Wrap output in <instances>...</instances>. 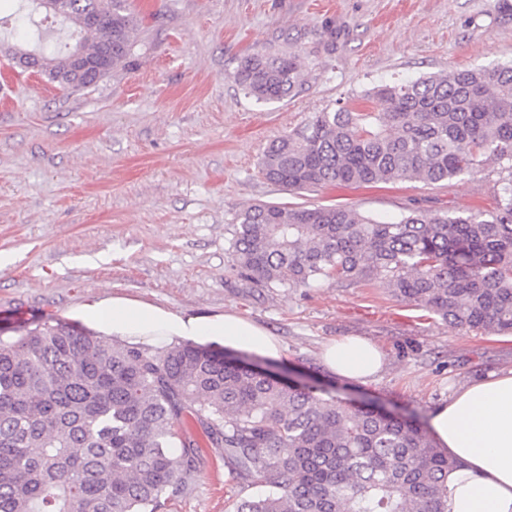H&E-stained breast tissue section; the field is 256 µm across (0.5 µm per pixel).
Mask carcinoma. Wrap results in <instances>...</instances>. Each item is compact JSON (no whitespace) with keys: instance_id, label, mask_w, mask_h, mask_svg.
<instances>
[{"instance_id":"carcinoma-1","label":"carcinoma","mask_w":512,"mask_h":512,"mask_svg":"<svg viewBox=\"0 0 512 512\" xmlns=\"http://www.w3.org/2000/svg\"><path fill=\"white\" fill-rule=\"evenodd\" d=\"M61 50L21 0L36 73L55 83L69 50L107 45L124 65L140 27L127 0H58ZM102 17L86 28L87 12ZM304 62L245 57L236 83L258 102L295 96ZM375 98L379 112L366 111ZM500 169L496 207L382 222L350 207L265 202L240 210L230 248L245 285L367 281L456 327L512 333V65L378 84L272 141L259 166L288 191L337 182H448ZM189 412L236 478L263 491L234 512H444L459 462L413 416L350 407L191 342L152 350L58 323L0 336V512H162L200 470Z\"/></svg>"}]
</instances>
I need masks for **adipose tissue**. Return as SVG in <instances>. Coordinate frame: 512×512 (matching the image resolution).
Returning a JSON list of instances; mask_svg holds the SVG:
<instances>
[{"mask_svg":"<svg viewBox=\"0 0 512 512\" xmlns=\"http://www.w3.org/2000/svg\"><path fill=\"white\" fill-rule=\"evenodd\" d=\"M83 317L135 344L190 341L271 359L282 351L264 327L231 311L186 316L117 297L87 305ZM321 358L333 374L359 382L384 366L381 349L359 337L329 342ZM430 431L437 444L460 462L448 478L446 512H512V370L454 391L447 403L434 409Z\"/></svg>","mask_w":512,"mask_h":512,"instance_id":"1","label":"adipose tissue"}]
</instances>
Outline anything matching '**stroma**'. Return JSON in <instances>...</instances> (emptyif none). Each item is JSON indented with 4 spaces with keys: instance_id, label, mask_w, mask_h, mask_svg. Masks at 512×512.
Returning a JSON list of instances; mask_svg holds the SVG:
<instances>
[{
    "instance_id": "obj_1",
    "label": "stroma",
    "mask_w": 512,
    "mask_h": 512,
    "mask_svg": "<svg viewBox=\"0 0 512 512\" xmlns=\"http://www.w3.org/2000/svg\"><path fill=\"white\" fill-rule=\"evenodd\" d=\"M142 22L130 59L69 93L0 55V330L112 297L186 315L231 310L280 341L275 371L428 421L461 385L512 369V335L454 327L371 282L242 286L234 217L256 203L403 208L495 206L496 168L443 186L327 185L292 194L262 176L266 145L384 81L512 63V14L494 0H132ZM337 31L327 49L328 27ZM299 54L292 98L262 103L234 74L245 55ZM361 336L385 366L361 383L330 375L320 352ZM204 469L163 512H233L255 494L206 448Z\"/></svg>"
}]
</instances>
